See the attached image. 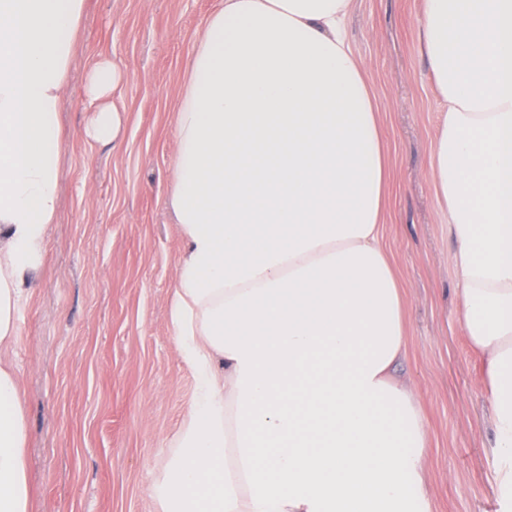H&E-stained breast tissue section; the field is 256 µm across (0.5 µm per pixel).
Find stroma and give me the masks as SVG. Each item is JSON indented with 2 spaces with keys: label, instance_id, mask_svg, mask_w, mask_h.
Listing matches in <instances>:
<instances>
[{
  "label": "stroma",
  "instance_id": "stroma-1",
  "mask_svg": "<svg viewBox=\"0 0 512 512\" xmlns=\"http://www.w3.org/2000/svg\"><path fill=\"white\" fill-rule=\"evenodd\" d=\"M218 0H87L59 123L58 206L44 266L8 354L22 380L33 512H161L196 377L169 299L184 243L167 205L174 109ZM422 0H355L347 31L380 101L391 153L388 245L408 288L399 376L431 438V512H501L493 410L467 346L455 241L429 174L439 99L419 42ZM107 58L126 72L108 144L88 142L84 84Z\"/></svg>",
  "mask_w": 512,
  "mask_h": 512
}]
</instances>
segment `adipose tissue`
Instances as JSON below:
<instances>
[{
    "mask_svg": "<svg viewBox=\"0 0 512 512\" xmlns=\"http://www.w3.org/2000/svg\"><path fill=\"white\" fill-rule=\"evenodd\" d=\"M86 0H0V512H31L8 352L57 208L59 111ZM354 0H223L175 110L170 297L199 376L162 512H431L420 398L395 375L408 290L386 241L380 106L348 42ZM441 110L430 174L464 334L486 373L512 500V0H423ZM125 73L88 74V138L114 141Z\"/></svg>",
    "mask_w": 512,
    "mask_h": 512,
    "instance_id": "1",
    "label": "adipose tissue"
}]
</instances>
